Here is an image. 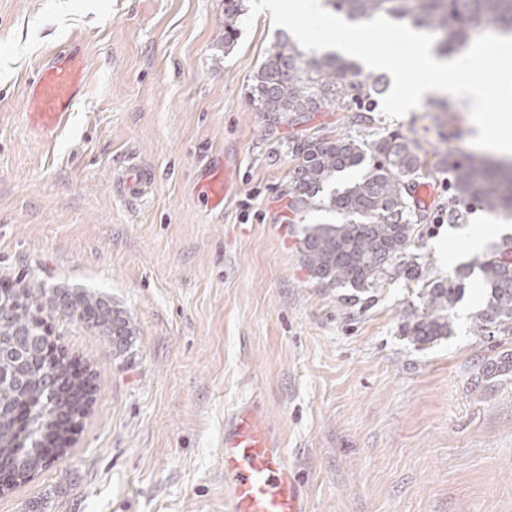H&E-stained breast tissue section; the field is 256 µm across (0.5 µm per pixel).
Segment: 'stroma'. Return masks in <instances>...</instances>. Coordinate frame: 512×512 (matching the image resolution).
<instances>
[{
  "mask_svg": "<svg viewBox=\"0 0 512 512\" xmlns=\"http://www.w3.org/2000/svg\"><path fill=\"white\" fill-rule=\"evenodd\" d=\"M284 35L260 14L224 44V0H0V281L33 271L106 294L138 334L116 352L58 318L51 341L92 375L94 400L66 451L0 494V512H224V417L252 400L306 486L308 512H512V336H480V274L465 282L452 332L406 333L421 290L477 264L462 234L512 225L467 207L448 222L449 161L473 152L464 104L426 102L369 121L326 105L304 118L250 105L252 74ZM86 59L67 126L46 139L24 87L48 48ZM397 131L420 147L413 252L421 279L398 278L347 302L301 264L307 224L292 212V142ZM156 173L143 202L113 186L128 154ZM230 168L223 210L201 193L207 167ZM447 244L452 259L438 251Z\"/></svg>",
  "mask_w": 512,
  "mask_h": 512,
  "instance_id": "35a3bbf8",
  "label": "stroma"
}]
</instances>
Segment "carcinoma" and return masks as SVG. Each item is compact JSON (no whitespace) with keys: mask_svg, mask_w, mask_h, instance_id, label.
<instances>
[{"mask_svg":"<svg viewBox=\"0 0 512 512\" xmlns=\"http://www.w3.org/2000/svg\"><path fill=\"white\" fill-rule=\"evenodd\" d=\"M243 0H224V46L234 44ZM333 9L355 21L384 14L415 28L441 33L435 52L446 57L461 50L471 29L486 22L512 35V0H327ZM382 77L360 74L343 56H306L284 42L254 72L248 98L261 112L282 115L316 112L335 104L348 112H370L372 96L383 93ZM417 143L398 133L367 143L358 138L310 137L294 143L297 160L291 206L302 213L321 201L341 216L335 224H311L302 233L299 253L310 276L326 288H348L347 300L358 301L388 280H418V259L405 261L406 251L420 235L408 204V177L421 166ZM453 198L460 206L477 202L488 211L512 210V168H494L467 156L451 163ZM365 169L359 177L331 191L336 178ZM485 307L475 316L477 332L512 336V239L478 262ZM470 270L459 268L448 282L423 289L426 312L414 318L410 335L430 343L451 331L450 315L460 301ZM9 300L8 320H0V453L12 458L21 474L42 457L40 439L53 421L82 410L84 380L61 361L45 357L49 320L63 316L86 326L125 350L137 335L130 315L108 297L85 288L48 286L39 279H21L17 287L0 289ZM30 407L29 436L22 443L13 435L14 411Z\"/></svg>","mask_w":512,"mask_h":512,"instance_id":"1","label":"carcinoma"}]
</instances>
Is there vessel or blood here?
<instances>
[{
	"label": "vessel or blood",
	"instance_id": "vessel-or-blood-1",
	"mask_svg": "<svg viewBox=\"0 0 512 512\" xmlns=\"http://www.w3.org/2000/svg\"><path fill=\"white\" fill-rule=\"evenodd\" d=\"M86 72L81 52L56 50L24 89L33 126L49 135L65 127L78 101ZM156 186L147 167L128 162L115 178L117 192L135 203ZM203 194L209 208L220 209L231 192L227 179L208 174ZM225 512H307L304 491L283 448L265 427L256 403H239L224 418Z\"/></svg>",
	"mask_w": 512,
	"mask_h": 512
}]
</instances>
